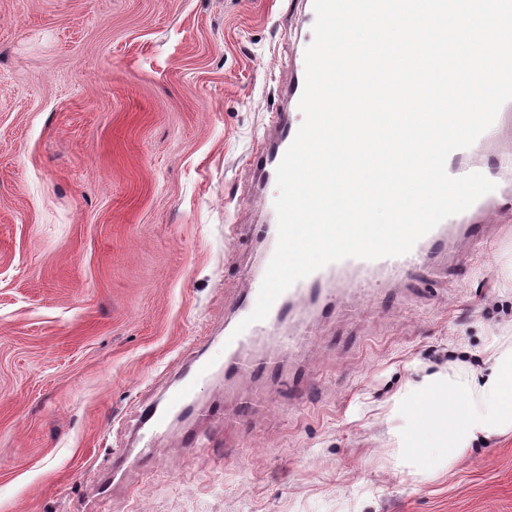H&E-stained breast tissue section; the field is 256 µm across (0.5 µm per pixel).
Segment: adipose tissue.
Masks as SVG:
<instances>
[{"instance_id":"ef3b65f1","label":"adipose tissue","mask_w":512,"mask_h":512,"mask_svg":"<svg viewBox=\"0 0 512 512\" xmlns=\"http://www.w3.org/2000/svg\"><path fill=\"white\" fill-rule=\"evenodd\" d=\"M482 367L424 375L399 398L407 408L404 446L431 471L450 467L473 444L512 431V340L493 337Z\"/></svg>"}]
</instances>
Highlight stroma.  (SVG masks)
<instances>
[{
    "mask_svg": "<svg viewBox=\"0 0 512 512\" xmlns=\"http://www.w3.org/2000/svg\"><path fill=\"white\" fill-rule=\"evenodd\" d=\"M305 31L301 0H0V512H512L511 432L433 474L391 414L512 336V215L442 278L315 319L295 383L208 380L197 406L235 423L170 422L116 470L176 365L224 360Z\"/></svg>",
    "mask_w": 512,
    "mask_h": 512,
    "instance_id": "obj_1",
    "label": "stroma"
}]
</instances>
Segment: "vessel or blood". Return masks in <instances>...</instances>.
Returning a JSON list of instances; mask_svg holds the SVG:
<instances>
[{
    "label": "vessel or blood",
    "instance_id": "b4317fda",
    "mask_svg": "<svg viewBox=\"0 0 512 512\" xmlns=\"http://www.w3.org/2000/svg\"><path fill=\"white\" fill-rule=\"evenodd\" d=\"M304 79V65H296L295 79L286 88L288 105L276 114L274 135L261 150L255 162V169L262 182L275 180L276 168L302 122L298 110ZM493 137V131H486L479 137L477 146L453 151L446 161L448 173L454 177H461L472 172H487V165L475 161L474 156L478 145L490 142ZM491 211L506 213L512 211V188L497 185L494 191L482 196L466 211L442 221L419 240L412 251L406 255L376 260L347 258L329 263L297 281L277 298L264 321L247 327L225 348V379L278 375L284 355L299 350L312 335L309 324L297 318L299 308L309 306L314 310L325 312L335 305L336 291L332 286L333 276L353 275L354 285L358 288H380L385 281L399 282L414 274H424L431 278L439 277L443 269L436 264L435 259L438 255L447 252L449 240L461 237L473 243L482 242L485 236L484 217ZM250 233L262 244L264 260H271L277 246L276 224L251 225ZM265 272V267L261 266L252 274L246 275L236 297V303L242 314L247 315L252 312ZM277 325L285 328L277 351L265 354L254 350L255 339ZM205 376L206 368L201 364L183 370L167 398L165 408L152 407L141 412L142 425L150 430L159 431L166 426L169 414L194 415L197 387Z\"/></svg>",
    "mask_w": 512,
    "mask_h": 512
}]
</instances>
